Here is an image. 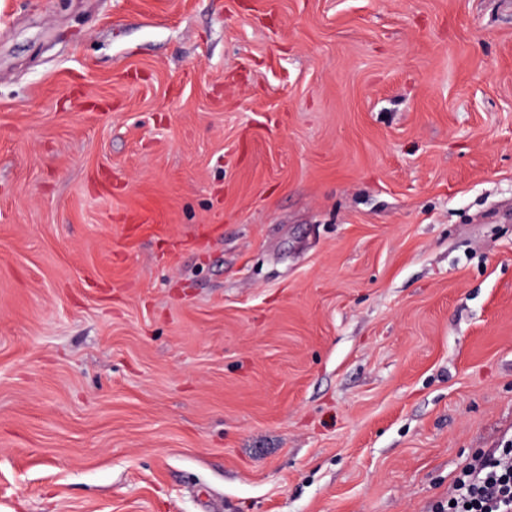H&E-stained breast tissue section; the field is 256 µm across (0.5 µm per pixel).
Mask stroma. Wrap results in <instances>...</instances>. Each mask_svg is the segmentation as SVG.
I'll use <instances>...</instances> for the list:
<instances>
[{
    "instance_id": "35a3bbf8",
    "label": "stroma",
    "mask_w": 512,
    "mask_h": 512,
    "mask_svg": "<svg viewBox=\"0 0 512 512\" xmlns=\"http://www.w3.org/2000/svg\"><path fill=\"white\" fill-rule=\"evenodd\" d=\"M512 445V0H0V512H442Z\"/></svg>"
}]
</instances>
